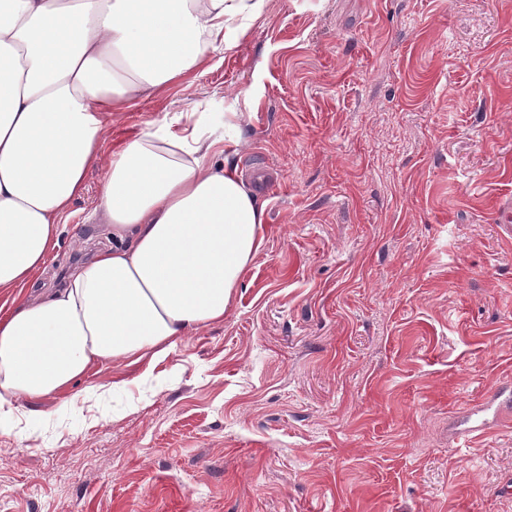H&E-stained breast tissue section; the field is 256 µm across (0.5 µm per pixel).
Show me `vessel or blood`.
<instances>
[{
    "instance_id": "1",
    "label": "vessel or blood",
    "mask_w": 512,
    "mask_h": 512,
    "mask_svg": "<svg viewBox=\"0 0 512 512\" xmlns=\"http://www.w3.org/2000/svg\"><path fill=\"white\" fill-rule=\"evenodd\" d=\"M509 422H512V385L503 383L468 406L456 423L455 440L463 447L489 429Z\"/></svg>"
}]
</instances>
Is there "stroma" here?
<instances>
[{
    "label": "stroma",
    "instance_id": "stroma-1",
    "mask_svg": "<svg viewBox=\"0 0 512 512\" xmlns=\"http://www.w3.org/2000/svg\"><path fill=\"white\" fill-rule=\"evenodd\" d=\"M238 113L264 246L221 322L108 361L0 424V512H512V0H266L194 72L116 112L38 281L108 245L117 145ZM512 388L502 383L486 391L483 398L470 404L459 417L454 431L458 447H466L489 429L511 422Z\"/></svg>",
    "mask_w": 512,
    "mask_h": 512
}]
</instances>
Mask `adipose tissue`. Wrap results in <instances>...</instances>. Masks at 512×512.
Returning a JSON list of instances; mask_svg holds the SVG:
<instances>
[{
    "instance_id": "obj_1",
    "label": "adipose tissue",
    "mask_w": 512,
    "mask_h": 512,
    "mask_svg": "<svg viewBox=\"0 0 512 512\" xmlns=\"http://www.w3.org/2000/svg\"><path fill=\"white\" fill-rule=\"evenodd\" d=\"M265 0H0V420L108 360H163L223 320L263 246L264 208L233 143L201 120L154 122L100 183L112 249L46 296L25 295L57 247L106 117L232 46Z\"/></svg>"
}]
</instances>
